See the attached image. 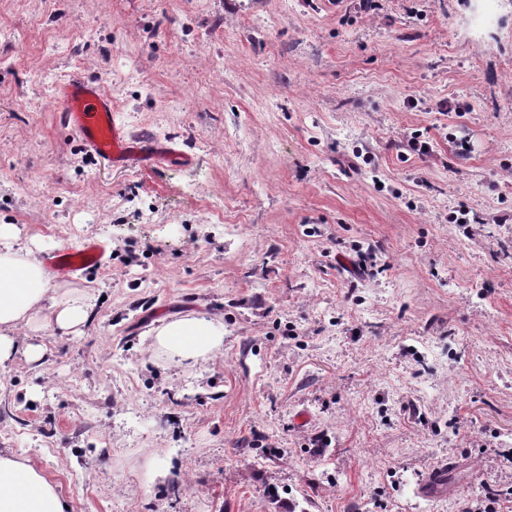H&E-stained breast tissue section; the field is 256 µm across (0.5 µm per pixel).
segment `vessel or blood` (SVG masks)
<instances>
[{"label": "vessel or blood", "mask_w": 512, "mask_h": 512, "mask_svg": "<svg viewBox=\"0 0 512 512\" xmlns=\"http://www.w3.org/2000/svg\"><path fill=\"white\" fill-rule=\"evenodd\" d=\"M58 100L64 124L79 136L85 149L115 164L148 168L178 158V151L147 136H131L118 122L112 99L97 81L74 76L60 85ZM106 251L103 242L88 240L78 248L48 256L47 264L71 277L100 262Z\"/></svg>", "instance_id": "vessel-or-blood-1"}]
</instances>
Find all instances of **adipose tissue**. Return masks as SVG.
Instances as JSON below:
<instances>
[{
	"label": "adipose tissue",
	"mask_w": 512,
	"mask_h": 512,
	"mask_svg": "<svg viewBox=\"0 0 512 512\" xmlns=\"http://www.w3.org/2000/svg\"><path fill=\"white\" fill-rule=\"evenodd\" d=\"M61 334L77 333L89 319L91 306L72 291L61 290L30 247L21 245L17 228L0 224V364L15 353L38 361L33 345L20 346L16 336L43 308ZM152 344L172 361L197 364L224 346L222 321L202 313L161 319ZM66 500L40 468L28 458L0 452V512H68Z\"/></svg>",
	"instance_id": "obj_1"
}]
</instances>
